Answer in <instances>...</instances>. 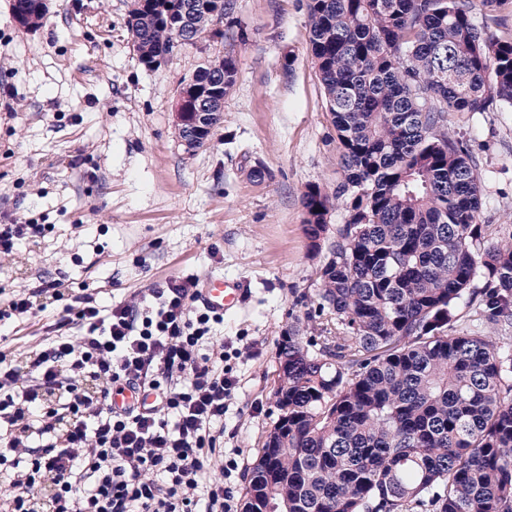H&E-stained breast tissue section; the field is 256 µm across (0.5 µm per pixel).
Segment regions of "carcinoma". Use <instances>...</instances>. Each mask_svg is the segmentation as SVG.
Masks as SVG:
<instances>
[{"instance_id":"cac0c4a2","label":"carcinoma","mask_w":512,"mask_h":512,"mask_svg":"<svg viewBox=\"0 0 512 512\" xmlns=\"http://www.w3.org/2000/svg\"><path fill=\"white\" fill-rule=\"evenodd\" d=\"M196 0H132L133 50L153 70L226 15L182 25ZM307 0L309 42L340 149L333 195L303 193L319 251L332 200L346 201L308 318L277 344L269 431L243 512H512V245L477 223V159L450 112L512 108L505 0ZM197 89L224 97L235 65L216 58ZM482 285H477V282ZM482 327L459 325L460 303Z\"/></svg>"}]
</instances>
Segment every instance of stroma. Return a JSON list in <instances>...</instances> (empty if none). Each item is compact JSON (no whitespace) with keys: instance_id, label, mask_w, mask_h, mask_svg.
<instances>
[{"instance_id":"1","label":"stroma","mask_w":512,"mask_h":512,"mask_svg":"<svg viewBox=\"0 0 512 512\" xmlns=\"http://www.w3.org/2000/svg\"><path fill=\"white\" fill-rule=\"evenodd\" d=\"M12 3L0 0V223L50 230L0 260V292L56 281L118 301L182 274L244 280L246 301L222 331L247 336L261 354L237 365L224 448L248 470L277 418V340L291 325L310 332L319 269L346 217L335 201L311 254L302 195L311 185L333 192L341 168L306 0H229L215 32L153 71L131 47V0H53L31 31L16 24ZM224 56L236 75L223 119L186 152L176 96ZM451 128L479 160L486 239L512 244V108L457 114ZM58 317L51 307L14 319L0 352L22 356Z\"/></svg>"}]
</instances>
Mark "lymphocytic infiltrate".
Here are the masks:
<instances>
[{"label":"lymphocytic infiltrate","instance_id":"f902f5d3","mask_svg":"<svg viewBox=\"0 0 512 512\" xmlns=\"http://www.w3.org/2000/svg\"><path fill=\"white\" fill-rule=\"evenodd\" d=\"M174 277L149 299L100 303L56 283L0 300V320L63 301L54 335L21 360L0 357V512H235L239 463L224 417L241 387L244 339ZM154 394L112 405L113 389Z\"/></svg>","mask_w":512,"mask_h":512}]
</instances>
